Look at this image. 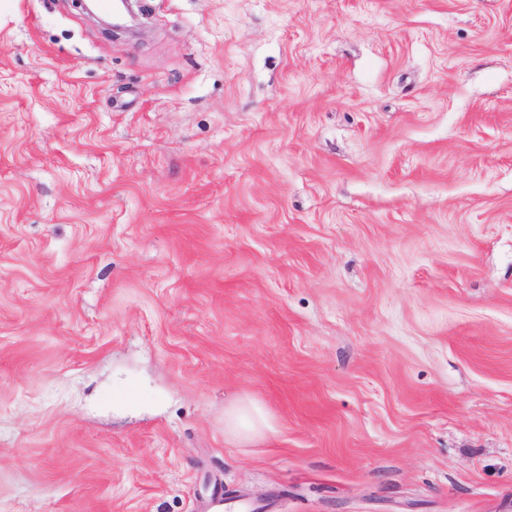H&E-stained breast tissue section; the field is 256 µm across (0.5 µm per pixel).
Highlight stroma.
Masks as SVG:
<instances>
[{
  "mask_svg": "<svg viewBox=\"0 0 512 512\" xmlns=\"http://www.w3.org/2000/svg\"><path fill=\"white\" fill-rule=\"evenodd\" d=\"M142 5L0 0V512H512V0ZM262 406L250 397L239 398L224 408V434L239 442H250L273 431Z\"/></svg>",
  "mask_w": 512,
  "mask_h": 512,
  "instance_id": "1",
  "label": "stroma"
}]
</instances>
